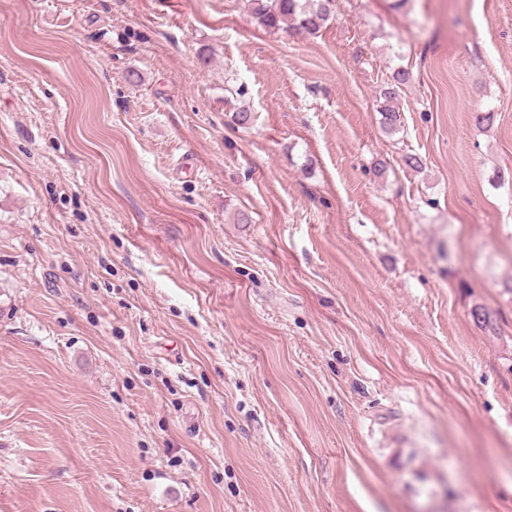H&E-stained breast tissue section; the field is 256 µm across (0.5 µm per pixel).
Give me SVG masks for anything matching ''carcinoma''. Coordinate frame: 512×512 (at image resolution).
<instances>
[{"mask_svg":"<svg viewBox=\"0 0 512 512\" xmlns=\"http://www.w3.org/2000/svg\"><path fill=\"white\" fill-rule=\"evenodd\" d=\"M253 13L266 28L275 29L291 20L297 29L308 34L319 32L333 18L331 0H253ZM410 81V72L400 70L393 75V84L381 91L380 112L383 124L391 131L401 119L400 111L393 106L397 88Z\"/></svg>","mask_w":512,"mask_h":512,"instance_id":"1","label":"carcinoma"}]
</instances>
